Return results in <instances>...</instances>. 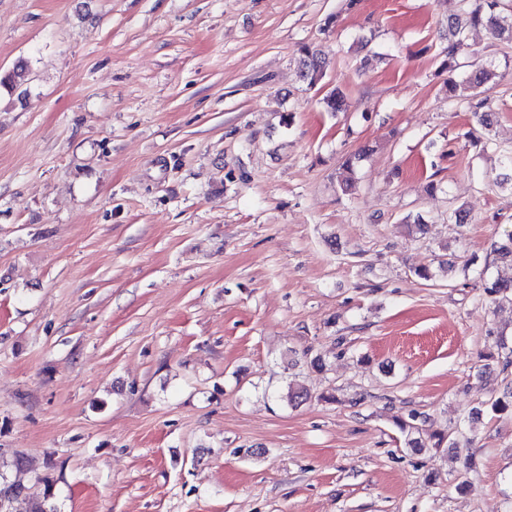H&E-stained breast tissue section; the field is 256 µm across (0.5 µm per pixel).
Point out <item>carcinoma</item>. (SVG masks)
<instances>
[{"label": "carcinoma", "mask_w": 512, "mask_h": 512, "mask_svg": "<svg viewBox=\"0 0 512 512\" xmlns=\"http://www.w3.org/2000/svg\"><path fill=\"white\" fill-rule=\"evenodd\" d=\"M499 0H475V3L463 15L454 18L448 24V43L443 48L446 66L452 71L457 66L458 57L468 52L467 32L470 29L485 28L493 38L502 42H512V24L501 23L497 8ZM298 66L304 80L311 87L316 86L325 75L326 58L322 50L303 46L300 48ZM492 72L481 68L469 72L461 80H448V93L455 98L467 96L481 88L491 78ZM321 104L328 112L346 110V97L342 91L333 89L322 99ZM488 296L493 300L512 302V283L489 280L485 284ZM44 484L41 498L30 502L29 512H57L55 505L54 483L49 477L40 478ZM26 487L21 481L13 480L0 472V512H11L12 503L25 494Z\"/></svg>", "instance_id": "obj_1"}]
</instances>
